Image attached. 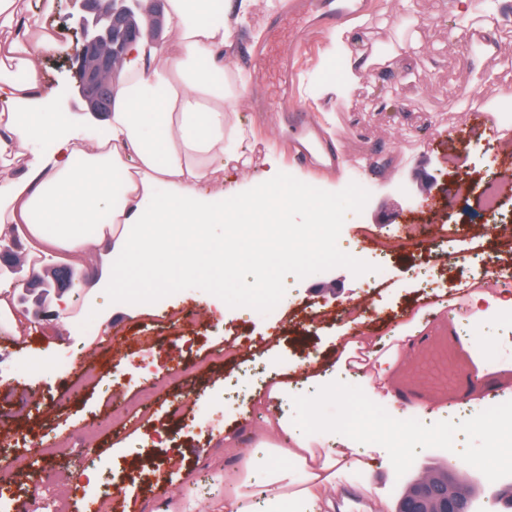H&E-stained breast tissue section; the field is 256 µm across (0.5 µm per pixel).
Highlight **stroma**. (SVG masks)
I'll return each mask as SVG.
<instances>
[{
    "label": "stroma",
    "mask_w": 512,
    "mask_h": 512,
    "mask_svg": "<svg viewBox=\"0 0 512 512\" xmlns=\"http://www.w3.org/2000/svg\"><path fill=\"white\" fill-rule=\"evenodd\" d=\"M450 0H416L405 16L399 0H366L351 20V38L333 58L325 36L296 69L294 89L279 71L255 83L248 51L265 38L272 10L288 0H254L249 22L234 27L227 61L244 73L236 86L244 101L228 113V124L243 126L249 144L245 183L258 174L268 153L282 159L284 179L331 187V226L337 244H355L360 254L337 255L318 274H296L282 289L283 307L272 315L242 308L231 282L211 277L181 280L167 289L162 305L141 296L139 270L125 285L113 284L118 265L105 238L78 254L43 257L35 267L40 283L30 295H44L50 317L36 316L34 304H14L22 327L12 336L0 326V370L11 375L9 405L0 406V446L16 474L15 490L32 476L51 480L66 494L70 512L102 486L113 497L126 494L138 512H153L163 495L194 483L197 512H210L224 495L225 434H239L255 394L270 378L289 377L310 360L326 361L348 322L347 307H363L364 325L384 340L436 300H452L463 285L482 279L485 268L512 267V150L498 132L507 105L499 95L512 87V0H496L494 36L470 43L452 36L459 19ZM77 0H57L51 19L65 49L43 58L42 67L59 92L68 119L82 123L86 141L108 129V116L85 113L73 92L71 55L75 46ZM363 57L366 68L344 96L328 86L336 67ZM292 106L309 111L312 137L303 139L304 164L289 163L285 147ZM494 115L489 128L474 125L476 114ZM433 182H426V175ZM504 182L497 212L483 203L487 181ZM364 187L360 222L349 210ZM77 277L67 294V318L55 317L56 292H43L60 267ZM99 361L96 379L80 378L81 367ZM204 397L212 422L199 418L194 400ZM282 411L307 418L351 415L369 438L372 461L336 475L330 496L338 512H394L407 482L445 464L446 448H419L397 455L387 438L394 412L364 399L358 377H348L343 400L308 407L282 402ZM96 441L81 468L92 483L67 488L74 475L66 458L44 455V447L65 440L83 447L85 432ZM485 439H469L467 472L476 485L474 512H496L495 496L512 484V439L495 457L485 456Z\"/></svg>",
    "instance_id": "1"
}]
</instances>
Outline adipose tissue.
Returning <instances> with one entry per match:
<instances>
[{
	"label": "adipose tissue",
	"instance_id": "adipose-tissue-1",
	"mask_svg": "<svg viewBox=\"0 0 512 512\" xmlns=\"http://www.w3.org/2000/svg\"><path fill=\"white\" fill-rule=\"evenodd\" d=\"M54 0H0V223L17 225L45 254H75L96 238H112L121 259L118 282L130 269L148 271L153 285H174L190 276L232 280L243 303L282 286L305 241L322 246L328 218L315 201H301L280 178L276 156L257 175V194H232L223 210L210 205V185L246 167L243 128L226 131L233 106L217 73L231 30L246 21L250 0H166L175 23L171 40L131 46L119 70L112 99L109 137L89 143L57 109V95L44 74L42 57L61 51L46 23ZM34 142L46 150L28 154ZM168 193L158 197L157 184ZM302 209L293 224L288 212ZM223 225V233L212 230ZM459 326L483 324L500 350L496 359H474L481 373H512V289H462L455 303ZM420 321L400 326L389 348L349 332L337 342L331 367L304 364L297 377L272 379L255 399L269 407L282 400L336 402L346 375L363 381L369 398L392 402L390 373L413 353ZM419 423L401 434L403 448H426L444 435L454 438L459 459L468 437L480 429L497 448L512 434V419L460 420L447 410L409 408ZM365 437L348 417L299 421L285 414L266 417L255 453L243 468L226 469L227 491L211 512H333L329 496L337 469L364 465Z\"/></svg>",
	"mask_w": 512,
	"mask_h": 512
}]
</instances>
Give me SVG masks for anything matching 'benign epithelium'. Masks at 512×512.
Returning a JSON list of instances; mask_svg holds the SVG:
<instances>
[{
    "label": "benign epithelium",
    "instance_id": "benign-epithelium-1",
    "mask_svg": "<svg viewBox=\"0 0 512 512\" xmlns=\"http://www.w3.org/2000/svg\"><path fill=\"white\" fill-rule=\"evenodd\" d=\"M79 17L76 25L81 41L73 52L74 90L85 105V111L99 115L111 111L113 75L124 60L130 46L142 38L134 19L140 12L153 19L156 28L165 20L164 0H77ZM0 263L24 282L34 269L24 267L8 244L0 245ZM397 512H469V500L455 476L418 480L398 504Z\"/></svg>",
    "mask_w": 512,
    "mask_h": 512
}]
</instances>
